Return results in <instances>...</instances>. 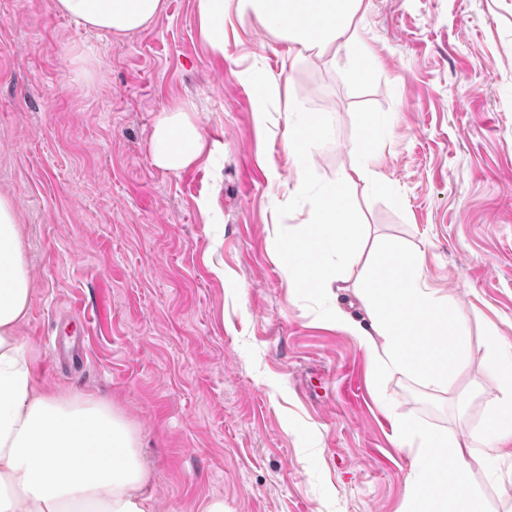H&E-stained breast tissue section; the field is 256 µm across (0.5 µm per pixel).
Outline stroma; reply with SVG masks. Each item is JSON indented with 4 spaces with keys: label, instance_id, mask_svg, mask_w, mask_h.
I'll return each mask as SVG.
<instances>
[{
    "label": "stroma",
    "instance_id": "obj_1",
    "mask_svg": "<svg viewBox=\"0 0 512 512\" xmlns=\"http://www.w3.org/2000/svg\"><path fill=\"white\" fill-rule=\"evenodd\" d=\"M117 38L54 0H0V194L25 229L35 294L23 340L37 383L111 402L138 432L155 512H410V454L379 405L369 355L288 286L275 208L300 181L289 102L330 116L309 161L356 165L354 110L390 115L381 161L351 186L363 249L405 242L428 287L464 315L470 348L449 387L384 384L424 427L481 435L489 338L512 345V0H363L358 44L296 64L224 0V52L196 0H163ZM270 94L257 103L253 86ZM195 106L209 152L155 166L158 113ZM272 115L260 122L258 111ZM209 214H202L201 199ZM347 268L332 309L367 322ZM483 512H512V468L474 466Z\"/></svg>",
    "mask_w": 512,
    "mask_h": 512
}]
</instances>
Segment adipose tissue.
Masks as SVG:
<instances>
[{
    "mask_svg": "<svg viewBox=\"0 0 512 512\" xmlns=\"http://www.w3.org/2000/svg\"><path fill=\"white\" fill-rule=\"evenodd\" d=\"M363 0H238L240 15L288 42L296 61L335 43L356 40L353 20ZM76 24L118 36L149 26L163 0H56ZM206 148L192 105L163 109L151 142L158 166L177 173ZM396 242L379 250L356 290L369 325L333 314L373 359L377 378L419 375L449 385L469 348L463 314L426 288L421 257L406 260ZM34 294L23 226L12 199L0 195V512H154L145 487L136 429L94 397L39 388L32 352L18 337ZM495 384L478 445L465 432L438 434L410 416L391 414L398 447L408 449L416 512H477L472 465L512 458V346L490 340Z\"/></svg>",
    "mask_w": 512,
    "mask_h": 512,
    "instance_id": "adipose-tissue-1",
    "label": "adipose tissue"
}]
</instances>
